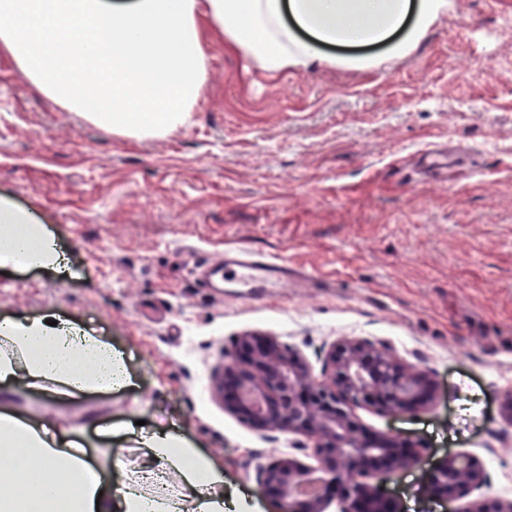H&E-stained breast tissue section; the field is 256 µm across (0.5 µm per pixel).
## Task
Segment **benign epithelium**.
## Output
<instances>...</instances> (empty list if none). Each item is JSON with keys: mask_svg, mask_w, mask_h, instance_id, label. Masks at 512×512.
I'll return each instance as SVG.
<instances>
[{"mask_svg": "<svg viewBox=\"0 0 512 512\" xmlns=\"http://www.w3.org/2000/svg\"><path fill=\"white\" fill-rule=\"evenodd\" d=\"M325 378L271 336L238 337L235 353L216 372L213 388L224 409L265 432L297 434L312 440L306 464L283 457L259 468L258 490L273 494L283 512H397L376 481L382 469L419 463L416 448L393 437L367 432L352 406L372 403L390 413H413L430 400L428 374L399 359L384 342L343 337L329 344ZM489 482L466 453L445 457L426 493L455 499ZM468 512H512V500L477 499Z\"/></svg>", "mask_w": 512, "mask_h": 512, "instance_id": "benign-epithelium-1", "label": "benign epithelium"}]
</instances>
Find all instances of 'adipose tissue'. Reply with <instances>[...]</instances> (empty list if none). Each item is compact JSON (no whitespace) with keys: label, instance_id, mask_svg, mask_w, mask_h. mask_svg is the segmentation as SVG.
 Instances as JSON below:
<instances>
[{"label":"adipose tissue","instance_id":"adipose-tissue-1","mask_svg":"<svg viewBox=\"0 0 512 512\" xmlns=\"http://www.w3.org/2000/svg\"><path fill=\"white\" fill-rule=\"evenodd\" d=\"M448 0H0V54L62 107L122 136L160 138L188 125L207 69L206 32L223 36L269 75L317 66H372L363 46L411 51ZM49 231L0 200V268H59ZM118 356L94 337L44 317L0 322V382L57 399L112 388ZM150 468L113 466L111 486L89 477L71 431L0 413V459L21 456L35 472L27 496L0 468V512H182L180 499L145 491L154 474L193 490L192 512H224V476L194 448L156 428L142 432Z\"/></svg>","mask_w":512,"mask_h":512}]
</instances>
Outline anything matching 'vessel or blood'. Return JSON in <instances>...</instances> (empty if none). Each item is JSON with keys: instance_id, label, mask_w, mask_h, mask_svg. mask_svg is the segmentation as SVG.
<instances>
[{"instance_id": "1", "label": "vessel or blood", "mask_w": 512, "mask_h": 512, "mask_svg": "<svg viewBox=\"0 0 512 512\" xmlns=\"http://www.w3.org/2000/svg\"><path fill=\"white\" fill-rule=\"evenodd\" d=\"M293 278L294 271L287 261L237 247L225 250L223 259L203 265L199 282L209 288L232 285L252 300L257 289L277 288Z\"/></svg>"}]
</instances>
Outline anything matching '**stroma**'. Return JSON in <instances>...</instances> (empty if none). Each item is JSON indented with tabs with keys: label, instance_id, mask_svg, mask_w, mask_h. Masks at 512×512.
Here are the masks:
<instances>
[{
	"label": "stroma",
	"instance_id": "obj_1",
	"mask_svg": "<svg viewBox=\"0 0 512 512\" xmlns=\"http://www.w3.org/2000/svg\"><path fill=\"white\" fill-rule=\"evenodd\" d=\"M368 68L276 77L209 47L187 126L131 139L38 92L0 55V199L32 214L65 257L60 271H0V319L54 315L103 337L129 375L73 401L0 387V408L82 428L102 466H141L139 421L161 424L224 473L230 500L278 512L257 467L306 459L308 440L225 411L212 375L238 336L294 348L321 374L340 337L383 341L426 371L413 414L367 403L368 431L418 446V466L377 476L399 512H464L423 486L446 455L512 500V0H448L407 54ZM453 147L466 171L419 162ZM244 246L315 277L259 302L200 288L195 265Z\"/></svg>",
	"mask_w": 512,
	"mask_h": 512
}]
</instances>
